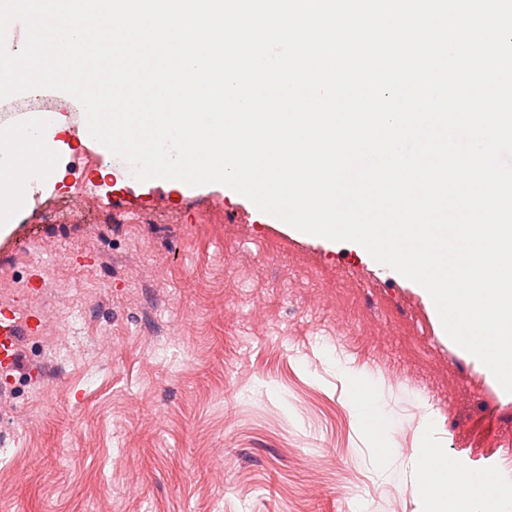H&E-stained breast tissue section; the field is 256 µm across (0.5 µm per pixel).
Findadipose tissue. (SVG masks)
<instances>
[{
  "mask_svg": "<svg viewBox=\"0 0 512 512\" xmlns=\"http://www.w3.org/2000/svg\"><path fill=\"white\" fill-rule=\"evenodd\" d=\"M347 401L363 441L379 472L392 464V424L380 404L377 384L365 373L343 368ZM433 413L421 423V446L408 459L413 493L419 512H485L496 503L498 512H512V478L500 470L477 474L449 454L438 436Z\"/></svg>",
  "mask_w": 512,
  "mask_h": 512,
  "instance_id": "obj_1",
  "label": "adipose tissue"
}]
</instances>
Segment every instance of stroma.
Returning a JSON list of instances; mask_svg holds the SVG:
<instances>
[{
	"instance_id": "35a3bbf8",
	"label": "stroma",
	"mask_w": 512,
	"mask_h": 512,
	"mask_svg": "<svg viewBox=\"0 0 512 512\" xmlns=\"http://www.w3.org/2000/svg\"><path fill=\"white\" fill-rule=\"evenodd\" d=\"M91 154L73 144L64 180L0 236V276L25 283L0 310L86 293L63 351L37 328L0 370V512H416L410 481L375 469L340 361L399 423L395 472L428 408L463 465L512 471V394L417 284L221 186L144 184ZM77 180L99 202L81 224Z\"/></svg>"
}]
</instances>
